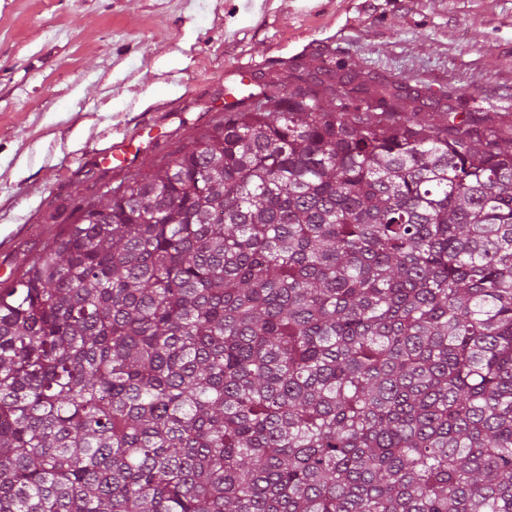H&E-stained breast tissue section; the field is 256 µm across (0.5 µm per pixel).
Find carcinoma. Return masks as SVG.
<instances>
[{
    "instance_id": "obj_1",
    "label": "carcinoma",
    "mask_w": 512,
    "mask_h": 512,
    "mask_svg": "<svg viewBox=\"0 0 512 512\" xmlns=\"http://www.w3.org/2000/svg\"><path fill=\"white\" fill-rule=\"evenodd\" d=\"M290 78L0 283V512H512V120Z\"/></svg>"
}]
</instances>
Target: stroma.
Segmentation results:
<instances>
[{
    "mask_svg": "<svg viewBox=\"0 0 512 512\" xmlns=\"http://www.w3.org/2000/svg\"><path fill=\"white\" fill-rule=\"evenodd\" d=\"M327 57L428 112L512 113V0H0V281L198 137L241 73L255 93ZM125 140L147 149L120 167Z\"/></svg>",
    "mask_w": 512,
    "mask_h": 512,
    "instance_id": "obj_1",
    "label": "stroma"
}]
</instances>
